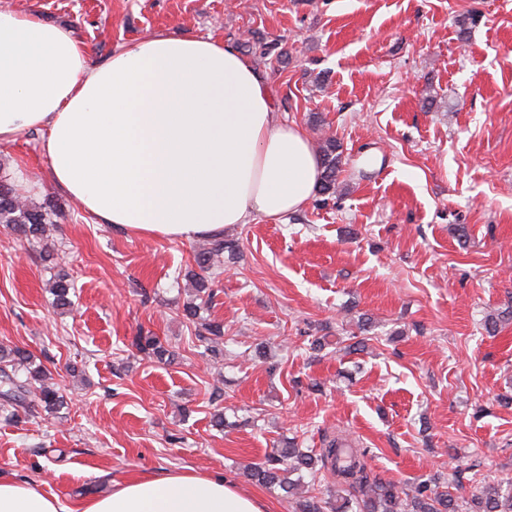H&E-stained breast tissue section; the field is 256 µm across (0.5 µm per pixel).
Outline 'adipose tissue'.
<instances>
[{
  "label": "adipose tissue",
  "instance_id": "adipose-tissue-1",
  "mask_svg": "<svg viewBox=\"0 0 512 512\" xmlns=\"http://www.w3.org/2000/svg\"><path fill=\"white\" fill-rule=\"evenodd\" d=\"M44 132L54 186L100 223L181 241L297 213L320 175L304 129L230 41L157 32L92 64L71 28L0 10V142ZM0 512H66L0 476ZM83 512H265L219 476L140 478Z\"/></svg>",
  "mask_w": 512,
  "mask_h": 512
}]
</instances>
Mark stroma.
Returning <instances> with one entry per match:
<instances>
[{
  "mask_svg": "<svg viewBox=\"0 0 512 512\" xmlns=\"http://www.w3.org/2000/svg\"><path fill=\"white\" fill-rule=\"evenodd\" d=\"M69 25L92 63L167 31L228 40L266 73L282 118L342 144L348 189L284 222L226 227L204 319L224 324L213 366L181 317L199 241L101 224L49 178L42 135L0 143V173L58 211L45 244L0 224V343L64 388L60 416H0V475L71 512L118 484L220 475L269 512H294L249 466L285 438L347 433L377 476L410 488L474 467L512 473V0H0ZM476 16L460 29V19ZM273 44L267 56L251 46ZM58 250L45 262L43 245ZM68 273L73 307L50 284ZM372 320L367 350L309 348ZM157 336V360L135 336ZM265 356L254 353L256 344ZM223 413L225 427L212 423Z\"/></svg>",
  "mask_w": 512,
  "mask_h": 512,
  "instance_id": "1",
  "label": "stroma"
}]
</instances>
